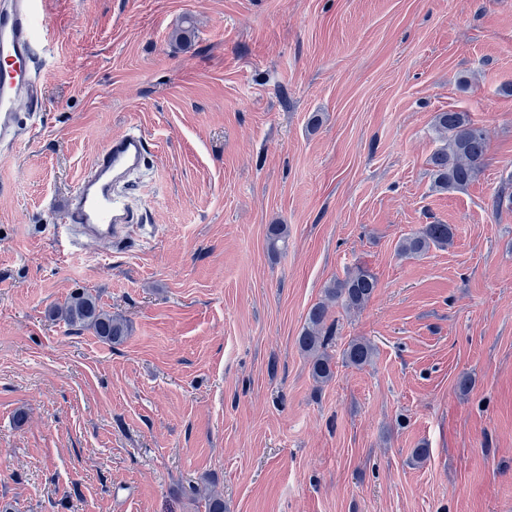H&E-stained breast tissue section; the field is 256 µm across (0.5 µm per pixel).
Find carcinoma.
<instances>
[{"label": "carcinoma", "mask_w": 512, "mask_h": 512, "mask_svg": "<svg viewBox=\"0 0 512 512\" xmlns=\"http://www.w3.org/2000/svg\"><path fill=\"white\" fill-rule=\"evenodd\" d=\"M435 129L442 145L430 156L433 185L439 191L463 190L481 175L488 152V138L483 127L475 124L466 112H439ZM453 229L448 224H427L404 237L398 253L421 256L433 247L451 243ZM288 225L270 224L267 229L268 250L276 254L287 247ZM378 288L376 276L361 266L343 279H333L324 288V299L308 312L306 327L298 337V346L310 358V372L315 382L333 378L332 357L327 352L334 323L329 321V308L339 304L348 310H360ZM56 314L69 326L90 329L101 340L112 344L123 342L129 335L127 322L103 309L97 298L86 292L72 294ZM374 348L363 339L351 341L343 352L346 363L361 367L372 361Z\"/></svg>", "instance_id": "1"}]
</instances>
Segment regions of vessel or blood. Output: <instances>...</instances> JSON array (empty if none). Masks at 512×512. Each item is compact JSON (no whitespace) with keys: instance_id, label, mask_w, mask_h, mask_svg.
Wrapping results in <instances>:
<instances>
[{"instance_id":"b4317fda","label":"vessel or blood","mask_w":512,"mask_h":512,"mask_svg":"<svg viewBox=\"0 0 512 512\" xmlns=\"http://www.w3.org/2000/svg\"><path fill=\"white\" fill-rule=\"evenodd\" d=\"M38 0H0V143L15 139L18 107L27 103L39 112L42 98L38 66L47 59L49 42H36ZM147 140L131 127L114 135L80 177L59 228L68 244L83 241L111 242L133 222L126 201L114 186L139 169L147 153Z\"/></svg>"}]
</instances>
